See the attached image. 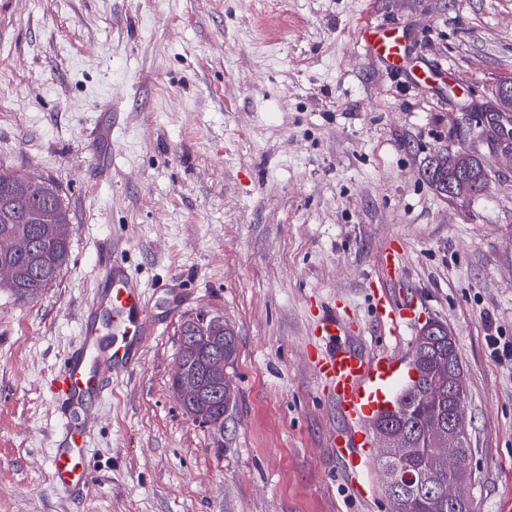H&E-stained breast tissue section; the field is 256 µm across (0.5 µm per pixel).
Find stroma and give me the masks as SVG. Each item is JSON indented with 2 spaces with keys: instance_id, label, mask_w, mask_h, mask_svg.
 <instances>
[{
  "instance_id": "1",
  "label": "stroma",
  "mask_w": 512,
  "mask_h": 512,
  "mask_svg": "<svg viewBox=\"0 0 512 512\" xmlns=\"http://www.w3.org/2000/svg\"><path fill=\"white\" fill-rule=\"evenodd\" d=\"M401 23L441 71L420 86L361 47ZM512 80V0H0V167L52 180L68 260L32 302L0 288V512H388L377 469L356 498L329 447L345 427L309 352L314 312L345 307L357 348L410 361L423 322L450 328L467 378L474 512H512V145L478 123ZM461 147L488 173L451 201L423 176ZM404 248L374 321L366 283ZM139 277L157 330L94 408L87 500L48 479L63 419L53 378L80 342L105 265ZM180 284V309L162 281ZM233 329L238 404L217 434L171 388L183 321ZM403 250L394 243L386 244L382 250V275L367 282L370 290L373 314L377 324L390 334H398L412 324L416 317L413 301H396L388 287L395 272L400 268Z\"/></svg>"
}]
</instances>
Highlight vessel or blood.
Here are the masks:
<instances>
[{
    "label": "vessel or blood",
    "mask_w": 512,
    "mask_h": 512,
    "mask_svg": "<svg viewBox=\"0 0 512 512\" xmlns=\"http://www.w3.org/2000/svg\"><path fill=\"white\" fill-rule=\"evenodd\" d=\"M362 41L366 51L383 61L391 72L419 84L431 78L430 67L412 59L399 24L367 23ZM402 257L401 247L386 244L382 250V274L367 283L376 322L392 334L400 333L416 317L414 303L395 300L388 287ZM102 280L95 301L82 317V342L54 379L56 398L75 411L103 397L109 375L133 369L144 342L156 331L150 300L137 278L115 263L105 267ZM347 330V319L340 311H321L313 330L320 347L313 351L311 362L346 423L335 443V453L346 466L351 492L362 497L366 494L364 473L372 460V439L366 423L392 407L409 370L388 352L379 350L367 355L345 345L341 338ZM62 431L48 460L49 478L62 490H90L92 478L84 430L68 420Z\"/></svg>",
    "instance_id": "b4317fda"
}]
</instances>
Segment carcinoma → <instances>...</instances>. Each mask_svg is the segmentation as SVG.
I'll list each match as a JSON object with an SVG mask.
<instances>
[{
  "label": "carcinoma",
  "instance_id": "cac0c4a2",
  "mask_svg": "<svg viewBox=\"0 0 512 512\" xmlns=\"http://www.w3.org/2000/svg\"><path fill=\"white\" fill-rule=\"evenodd\" d=\"M462 153L460 148L440 150L424 169L428 183L445 198L448 197V179L454 177ZM71 234V217L64 202L56 206L44 198L14 202L8 187L0 183V236L20 237L31 243L29 253L23 257L0 252V263H8L14 268L13 279L5 287L17 299L33 301L57 280L68 258ZM208 326L214 342L224 346L226 360L233 362L236 343L231 330L217 316L210 317ZM425 386L429 383L421 385L410 381L395 400L396 410L386 413V416L416 432L419 451L410 459L409 465L425 474L429 487L397 496L386 494L390 512H448L446 506L437 507L448 482V465L427 453L428 439L417 432V428L430 418L448 419V384L438 387L437 398L427 402L420 398ZM235 405L236 395L231 390L226 400L206 399L200 409L220 418Z\"/></svg>",
  "mask_w": 512,
  "mask_h": 512
}]
</instances>
